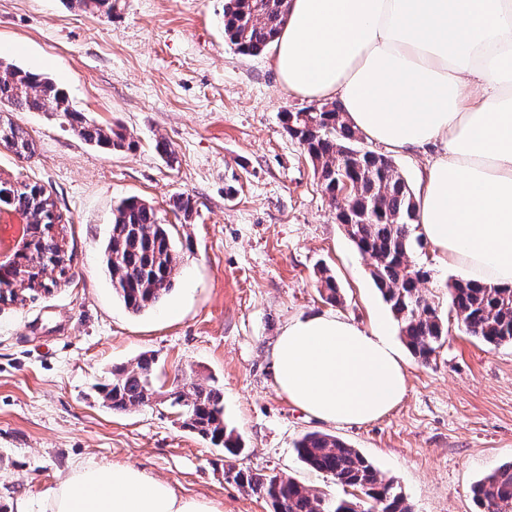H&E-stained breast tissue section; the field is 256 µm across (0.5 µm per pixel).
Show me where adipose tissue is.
I'll return each mask as SVG.
<instances>
[{
	"label": "adipose tissue",
	"instance_id": "obj_1",
	"mask_svg": "<svg viewBox=\"0 0 512 512\" xmlns=\"http://www.w3.org/2000/svg\"><path fill=\"white\" fill-rule=\"evenodd\" d=\"M273 65L288 92L340 103L389 150L437 147L416 225L465 280L512 288V0H289ZM279 393L329 424L401 403L405 363L382 333L332 312L273 345ZM43 512H215L136 468L75 465Z\"/></svg>",
	"mask_w": 512,
	"mask_h": 512
}]
</instances>
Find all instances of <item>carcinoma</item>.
Instances as JSON below:
<instances>
[{
    "mask_svg": "<svg viewBox=\"0 0 512 512\" xmlns=\"http://www.w3.org/2000/svg\"><path fill=\"white\" fill-rule=\"evenodd\" d=\"M289 0H224V35L242 55H259L269 48L288 20ZM16 112H42L55 106L69 126L87 144L108 152L131 149L134 143L114 128L88 122L72 110L64 89L51 78L0 62V104ZM283 129L297 140L312 161L323 191L336 200V191L349 183L346 210L336 215L362 255L372 260L370 276L390 307L400 335L413 356L429 362L448 336V323L420 285L429 271L412 255L420 238L414 236L416 196L392 160L358 147L359 132L346 121L336 103H324L316 112L287 111ZM0 144L19 157L32 154L33 145L24 130L9 122L0 124ZM42 188L27 183L0 189L16 213L31 216L44 229L37 231L33 251L19 257L32 278L43 272L41 260L63 252L61 240L45 226L60 219L45 208L37 195ZM196 201L189 194L172 200L173 209L188 218ZM112 292L132 314L161 305L174 287L177 255L168 225L160 222L155 208L129 197L112 211V224L103 248ZM448 302L459 324L487 346L512 343V289L492 288L462 279L447 284ZM155 356L141 354L133 365H115L101 394L114 411H129L150 404L154 385ZM185 390L171 395L170 405L189 432L224 448L228 459L226 479L263 500L270 512H412L394 482L383 480L374 464L357 449L321 432L304 434L294 444L299 460L309 468L330 475L344 495L330 497L314 492L290 477L254 473L238 468L233 459L244 446L224 419L223 393L193 376ZM475 512H512V462L504 463L471 487Z\"/></svg>",
    "mask_w": 512,
    "mask_h": 512,
    "instance_id": "1",
    "label": "carcinoma"
}]
</instances>
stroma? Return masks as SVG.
<instances>
[{
	"mask_svg": "<svg viewBox=\"0 0 512 512\" xmlns=\"http://www.w3.org/2000/svg\"><path fill=\"white\" fill-rule=\"evenodd\" d=\"M272 51L224 40V0H117L105 16L71 0H0V60L51 77L88 121L123 131L134 149L105 153L59 113L1 112L35 145L0 146V179L42 186L63 216L71 266L56 286L0 302V512H41L71 468L129 465L217 512H266L224 476V451L181 428L170 405L188 373L224 394V416L249 470L328 494L329 475L301 463L308 432L357 448L394 481L412 512H473L472 485L512 461V344L488 347L458 326L446 285L456 271L432 245L416 249L426 294L448 323L429 363L404 353L407 391L382 418L329 425L273 383L272 347L288 320L336 310L360 327L398 325L367 261L336 220L313 164L280 115L306 107L288 94ZM170 144L166 157L156 142ZM191 194L190 218L170 200ZM136 196L170 224L178 254L167 301L138 315L112 294L102 245L112 208ZM341 294L329 305L322 273ZM153 353L163 386L149 405L117 412L98 386L112 366Z\"/></svg>",
	"mask_w": 512,
	"mask_h": 512,
	"instance_id": "obj_1",
	"label": "stroma"
}]
</instances>
